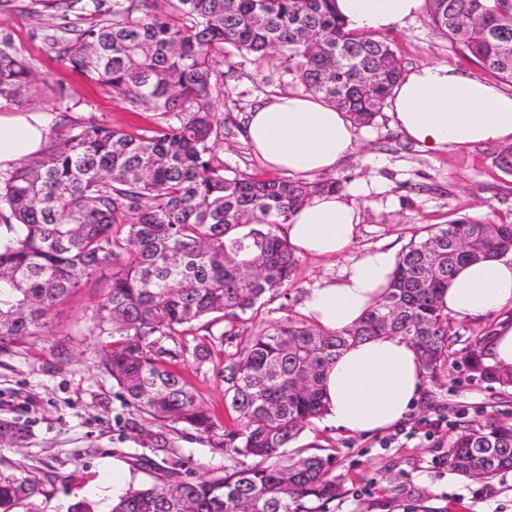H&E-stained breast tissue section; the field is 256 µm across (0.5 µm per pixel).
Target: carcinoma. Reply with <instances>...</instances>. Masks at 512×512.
<instances>
[{"mask_svg":"<svg viewBox=\"0 0 512 512\" xmlns=\"http://www.w3.org/2000/svg\"><path fill=\"white\" fill-rule=\"evenodd\" d=\"M143 2L29 0L30 12H54L69 34L56 41L65 64L160 124L128 132L78 122L40 156L0 175V347L38 335L74 289L107 270L106 297L90 317L95 335L108 337L97 349V367L115 381L125 405L212 435L216 422L172 371L188 354L205 361L208 349L189 352L176 336L204 319L232 324L292 286L298 258L276 228L312 196L344 189L339 179H262L224 168L214 152L224 63L234 53L257 60L277 54L307 91L362 126L383 111L402 68L389 41L345 29L336 0H164V8L140 16ZM426 5L438 31L512 83V0ZM86 13L97 22L72 24ZM462 19L483 35L464 39ZM37 92L29 60L3 43L0 98L26 102ZM494 163L512 176V144L496 150ZM450 226L478 240L479 253L448 252ZM511 252L512 224L461 216L408 243L385 295L357 324L331 332L288 323L228 340L224 399L238 429L219 447L253 464L224 476L201 470L183 477L165 468L154 482L117 496L110 512H311L309 502L335 501L343 482L332 457L291 453L288 445L326 413L325 369L368 337L410 340L432 379L462 367L512 387L511 372L484 362L489 337L453 348L439 303L459 266ZM22 438V429L0 421V447ZM446 459L461 477L490 483L512 469V421L458 425ZM378 483L389 499H426L390 465ZM41 494L36 481L0 473V512Z\"/></svg>","mask_w":512,"mask_h":512,"instance_id":"cac0c4a2","label":"carcinoma"}]
</instances>
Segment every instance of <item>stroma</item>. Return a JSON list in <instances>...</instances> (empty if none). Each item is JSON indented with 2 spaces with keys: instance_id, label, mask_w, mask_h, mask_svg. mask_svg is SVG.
Listing matches in <instances>:
<instances>
[{
  "instance_id": "obj_1",
  "label": "stroma",
  "mask_w": 512,
  "mask_h": 512,
  "mask_svg": "<svg viewBox=\"0 0 512 512\" xmlns=\"http://www.w3.org/2000/svg\"><path fill=\"white\" fill-rule=\"evenodd\" d=\"M58 33L52 12L33 17L20 7L0 11V39L8 38L12 48L32 62L47 91L36 104H20V111L50 113L53 138L74 121L92 119L128 131L157 123L154 113L130 111L122 97L63 66L49 41ZM386 37L403 72L441 63L480 78L487 75L463 47L434 28L428 14L395 27ZM60 88L65 91L61 97L56 94ZM300 90L279 59L229 58L224 94L216 105L224 137L214 147L226 167L276 178V171L253 156L245 140V118L274 96ZM495 151L492 144L424 150L403 137L386 111L372 126L358 128L353 150L331 172L347 188L363 180L378 186L358 201L354 245L336 257L300 256L287 296L265 302L235 325L222 320L207 327L199 323L181 338L189 348L200 342L209 347L204 363L188 360L174 370L193 387L219 432L237 428L235 413L224 404L220 376L228 352L225 331L234 330L244 339L278 322L302 320L300 302L307 288L336 277L369 251L401 252L419 228L462 215L489 224L512 221V177L495 167ZM103 298L101 283L82 284L39 336L20 338L0 351V421L18 422L26 429L20 444L0 448V471L22 473L43 487L33 504H21L15 512H70L72 504L82 500L92 503L95 512H109L113 463L123 465L126 486L150 484L161 459L155 451L160 444L172 448L173 460L186 470L200 467L221 476L241 466V457L216 448L215 438L181 423H158L121 403L112 378L95 365L99 339L92 335L88 317ZM60 344L70 348V361L56 358L54 349ZM423 395L435 397L436 408L415 405L405 422L382 433H349L320 419L294 440V447L331 455L337 472L346 477L345 496L329 503L326 512H512V471L499 475L488 488L457 476L445 459L459 423H479L491 415L512 420V388L458 369L437 382H425ZM389 462L404 479L426 488L423 506L406 500L390 503L378 492L373 477Z\"/></svg>"
}]
</instances>
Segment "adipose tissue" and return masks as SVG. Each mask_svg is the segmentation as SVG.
<instances>
[{
  "mask_svg": "<svg viewBox=\"0 0 512 512\" xmlns=\"http://www.w3.org/2000/svg\"><path fill=\"white\" fill-rule=\"evenodd\" d=\"M425 0H336L347 30L379 35L421 14ZM400 132L431 150L512 143V94L491 80L443 64L401 77L389 99ZM45 112L0 110V172L38 155L46 142ZM246 142L266 167L313 178L333 170L350 152L356 127L321 97L289 93L247 117ZM348 192L313 196L282 226L300 253L333 257L353 243L356 197ZM389 250L368 252L337 278L307 289L302 313L319 328L340 331L359 322L387 288L396 265ZM449 316L464 320L512 309V255L461 268L442 295ZM425 372L418 351L399 336H375L342 351L323 377L326 418L337 429L373 434L402 423L421 395Z\"/></svg>",
  "mask_w": 512,
  "mask_h": 512,
  "instance_id": "obj_1",
  "label": "adipose tissue"
}]
</instances>
